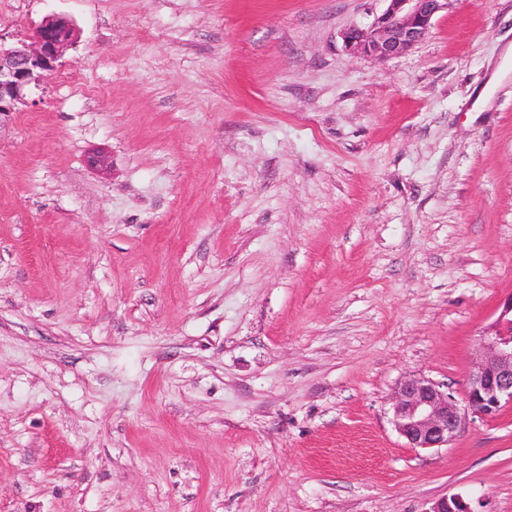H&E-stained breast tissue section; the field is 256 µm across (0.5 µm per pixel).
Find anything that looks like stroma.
Wrapping results in <instances>:
<instances>
[{
    "label": "stroma",
    "mask_w": 512,
    "mask_h": 512,
    "mask_svg": "<svg viewBox=\"0 0 512 512\" xmlns=\"http://www.w3.org/2000/svg\"><path fill=\"white\" fill-rule=\"evenodd\" d=\"M0 0V512H512V407L409 447L512 293V0ZM387 3L368 28L349 26L340 33L351 54L378 60L404 55L430 31L449 0H383ZM76 38L73 24L57 16L46 17L30 37L14 43L0 33V117L17 112L29 87L56 68Z\"/></svg>",
    "instance_id": "35a3bbf8"
}]
</instances>
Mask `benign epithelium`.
<instances>
[{
  "label": "benign epithelium",
  "instance_id": "benign-epithelium-1",
  "mask_svg": "<svg viewBox=\"0 0 512 512\" xmlns=\"http://www.w3.org/2000/svg\"><path fill=\"white\" fill-rule=\"evenodd\" d=\"M386 8L367 28L340 33L345 49L378 60L404 55L430 31L448 0H384ZM68 20L48 16L34 33L14 43L0 37V116L15 112L31 85L54 70L75 43ZM512 405V294L497 318L480 334L462 399L424 377H409L392 397V422L411 448H442L458 435L469 416L494 418ZM428 512H475L460 494L437 500Z\"/></svg>",
  "mask_w": 512,
  "mask_h": 512
}]
</instances>
